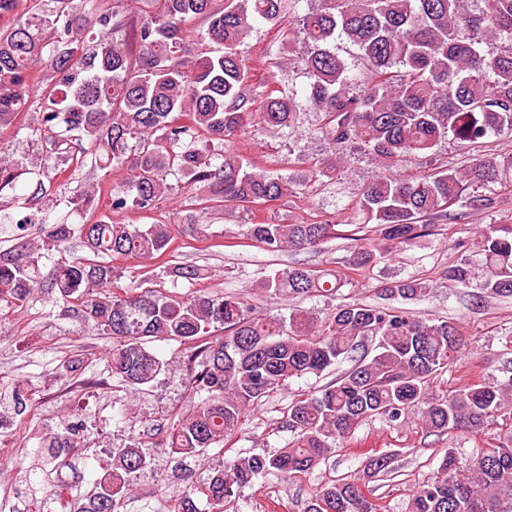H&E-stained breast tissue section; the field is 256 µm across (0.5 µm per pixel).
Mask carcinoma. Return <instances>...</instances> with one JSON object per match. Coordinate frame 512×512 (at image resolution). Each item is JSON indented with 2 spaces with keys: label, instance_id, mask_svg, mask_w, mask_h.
Listing matches in <instances>:
<instances>
[{
  "label": "carcinoma",
  "instance_id": "cac0c4a2",
  "mask_svg": "<svg viewBox=\"0 0 512 512\" xmlns=\"http://www.w3.org/2000/svg\"><path fill=\"white\" fill-rule=\"evenodd\" d=\"M125 0L81 20L76 0H0V128L11 125L29 98L33 66L45 63L52 83L43 91L37 129L54 137L75 133L72 158L84 167L128 172L112 187L114 211L150 212L173 184L186 180L226 206L249 208L293 194L289 177L253 170L230 143L251 128L293 131L299 104L283 93L251 96L246 39L256 23L280 27L282 41L304 34L297 64L307 79V100L319 113L314 129L325 155L311 161L316 174L332 177L354 150L371 154L382 172L373 176L357 204L356 228L371 226L354 241L350 265L375 266L400 254L436 224L490 210L497 188H512V154L485 155L463 169L388 177L384 170L417 165L450 137L468 148L489 136L512 134V0H323L324 6L294 15L300 0H148L154 6L137 32L140 50L105 37L119 23ZM208 22L201 39L215 49L185 59L188 24ZM355 46L370 72V84L351 88L349 67L335 42ZM220 149H213V145ZM18 178L15 164L0 155V190ZM472 189L466 197L464 191ZM458 211L448 213L452 206ZM41 242L27 240L0 250V305L22 308L45 289L46 300L64 304L96 333L112 339L107 369L125 393L151 386L169 362L147 350L150 338L174 339L189 371L188 413L160 434L171 452L197 459L224 447L247 411L288 382L317 377L343 362L350 367L314 394L288 404L284 424L293 438L274 455L237 457L206 482L188 487L169 512H199L203 498L212 512L258 475L274 471L296 478L325 460L333 443L351 437L367 419L396 422L421 409L432 432L479 433L498 418L512 420V377L468 383L445 394L434 379L456 362L462 346L457 326L429 320L385 304L350 301L322 318L302 309L288 315L255 314L245 296L193 292L181 296L153 288H118L121 270L112 260H155L178 238L206 241L210 225L196 214L176 224H43ZM79 236L91 256L75 258L69 244ZM333 220L277 224L249 222L239 238L268 252L314 250L340 238ZM485 267L487 297L512 296V226L482 225L477 241ZM55 256L43 272L45 253ZM167 274L194 284L205 269L178 265ZM469 258L444 271L466 287ZM347 279L332 270L293 266L260 278L264 292L326 297ZM429 290L421 278L387 280L388 300L417 301ZM28 401L16 389L0 391V416L25 415ZM83 427L71 423L42 438L37 466L22 482L40 486L32 512H120L134 479L152 465L150 442L134 439L109 451V462L88 492L72 495L59 473L81 460ZM369 470L393 472L387 454L369 456ZM512 430L492 453L457 465L451 452L437 475L412 495L409 512H512ZM305 512H376L355 481L334 480L315 491Z\"/></svg>",
  "mask_w": 512,
  "mask_h": 512
}]
</instances>
